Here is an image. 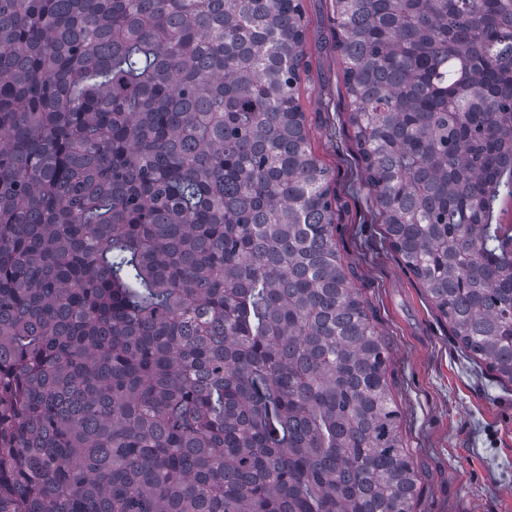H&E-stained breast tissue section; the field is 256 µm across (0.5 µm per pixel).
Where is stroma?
<instances>
[{
	"label": "stroma",
	"instance_id": "35a3bbf8",
	"mask_svg": "<svg viewBox=\"0 0 512 512\" xmlns=\"http://www.w3.org/2000/svg\"><path fill=\"white\" fill-rule=\"evenodd\" d=\"M305 10L303 109L313 151L334 173L339 248L389 345L392 393L417 476L415 510L512 512V387L457 348L389 250L347 123L335 2L305 0Z\"/></svg>",
	"mask_w": 512,
	"mask_h": 512
}]
</instances>
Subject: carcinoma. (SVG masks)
<instances>
[{"label": "carcinoma", "instance_id": "1", "mask_svg": "<svg viewBox=\"0 0 512 512\" xmlns=\"http://www.w3.org/2000/svg\"><path fill=\"white\" fill-rule=\"evenodd\" d=\"M364 186L512 385V0H335ZM304 0H0V512H414L312 150Z\"/></svg>", "mask_w": 512, "mask_h": 512}]
</instances>
